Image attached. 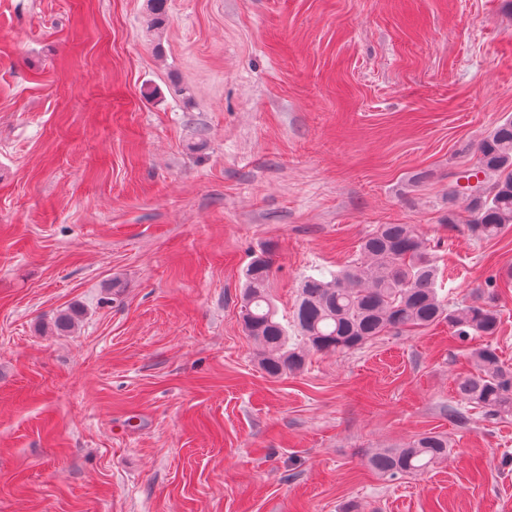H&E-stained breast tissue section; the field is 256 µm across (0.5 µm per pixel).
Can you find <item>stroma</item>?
Masks as SVG:
<instances>
[{
  "mask_svg": "<svg viewBox=\"0 0 512 512\" xmlns=\"http://www.w3.org/2000/svg\"><path fill=\"white\" fill-rule=\"evenodd\" d=\"M0 0V512H512V416L446 325L278 378L239 319L413 225L450 304L512 266L448 186L512 117V0ZM74 324L58 329L56 316ZM445 433L446 461L365 462ZM448 437L427 432L403 448H379L366 461L367 468L384 480L396 481L405 476H420L448 456Z\"/></svg>",
  "mask_w": 512,
  "mask_h": 512,
  "instance_id": "1",
  "label": "stroma"
}]
</instances>
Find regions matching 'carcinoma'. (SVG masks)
<instances>
[{
    "label": "carcinoma",
    "instance_id": "carcinoma-1",
    "mask_svg": "<svg viewBox=\"0 0 512 512\" xmlns=\"http://www.w3.org/2000/svg\"><path fill=\"white\" fill-rule=\"evenodd\" d=\"M150 27L163 25L166 0H148ZM477 166L458 171L483 175L482 192L448 191V223L466 224L478 240L498 237L512 225V118L498 123L481 141ZM466 203V217L457 210ZM364 261L327 275L305 277L291 321L282 323L270 294L268 253L253 256L245 271L239 316L257 345L258 363L272 377L304 370L313 353H345L378 336L448 324L455 339L481 343L464 349L473 371L454 379L456 406L449 416L465 419L469 408L496 420L512 414V367L494 344L501 326L495 301L498 282L512 284V268L491 276L472 301L450 307L439 296L441 275L424 240L410 224H381L366 236ZM448 437L419 435L402 448H380L366 461L384 480L420 476L448 456Z\"/></svg>",
    "mask_w": 512,
    "mask_h": 512
}]
</instances>
